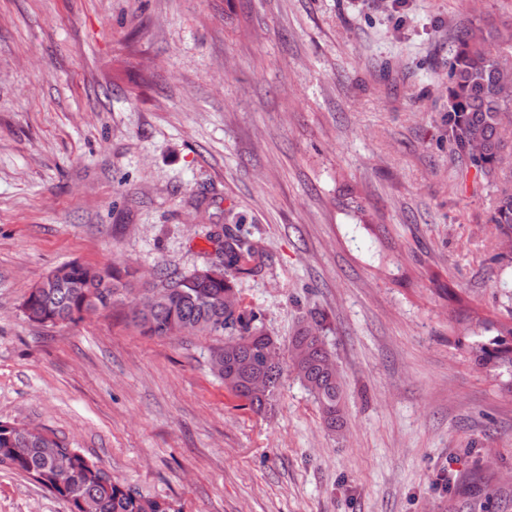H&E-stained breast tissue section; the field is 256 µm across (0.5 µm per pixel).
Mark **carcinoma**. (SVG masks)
I'll return each mask as SVG.
<instances>
[{"label":"carcinoma","mask_w":512,"mask_h":512,"mask_svg":"<svg viewBox=\"0 0 512 512\" xmlns=\"http://www.w3.org/2000/svg\"><path fill=\"white\" fill-rule=\"evenodd\" d=\"M512 27L484 30L471 27L458 34L448 60V81L439 89L447 100L448 146L486 179L496 180L492 223L512 245ZM257 245L241 235L237 225H224V277L212 278L208 267L189 274L149 281L129 266H96L79 261L55 267V280L25 299L26 317L38 324H69L90 306L124 304L131 322L147 336L169 337L183 332L222 335L223 344L210 351L212 373L225 388L249 406L271 404L283 366L267 361L266 348L275 340L258 324L257 316L240 304L237 280L253 275L249 265ZM144 289L154 292L153 306L137 310ZM482 349L480 364L512 371V344L495 341ZM288 357L296 376L314 396L328 429L344 427L343 377L326 349L317 325L303 323L288 341ZM263 371L268 385L254 387L248 371ZM60 451L49 455L38 428L0 427V464L25 475L70 504V512H176L171 503L144 496L137 488L115 482L104 469L86 465L79 449L55 438Z\"/></svg>","instance_id":"obj_1"}]
</instances>
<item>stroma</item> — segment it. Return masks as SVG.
<instances>
[{
	"instance_id": "35a3bbf8",
	"label": "stroma",
	"mask_w": 512,
	"mask_h": 512,
	"mask_svg": "<svg viewBox=\"0 0 512 512\" xmlns=\"http://www.w3.org/2000/svg\"><path fill=\"white\" fill-rule=\"evenodd\" d=\"M467 23L511 27L512 0H0V422L176 512H512V374L477 361L512 252L437 92ZM235 222L243 308L283 345L318 321L343 431L289 370L244 406L222 337L22 311L62 263L180 275ZM0 512L70 508L1 466Z\"/></svg>"
}]
</instances>
